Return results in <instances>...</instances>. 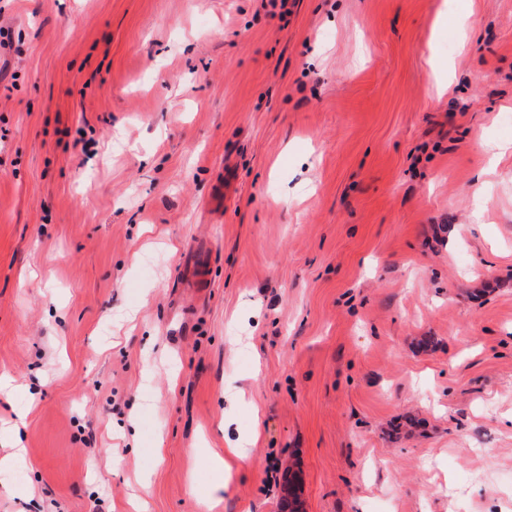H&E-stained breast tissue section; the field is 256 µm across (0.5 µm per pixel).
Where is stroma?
Here are the masks:
<instances>
[{
  "mask_svg": "<svg viewBox=\"0 0 512 512\" xmlns=\"http://www.w3.org/2000/svg\"><path fill=\"white\" fill-rule=\"evenodd\" d=\"M458 3L0 0V512H512V0ZM250 462V455L245 446L237 443H231L224 449V457L218 456L213 469L223 470L224 475H230L233 471L247 465Z\"/></svg>",
  "mask_w": 512,
  "mask_h": 512,
  "instance_id": "1",
  "label": "stroma"
}]
</instances>
